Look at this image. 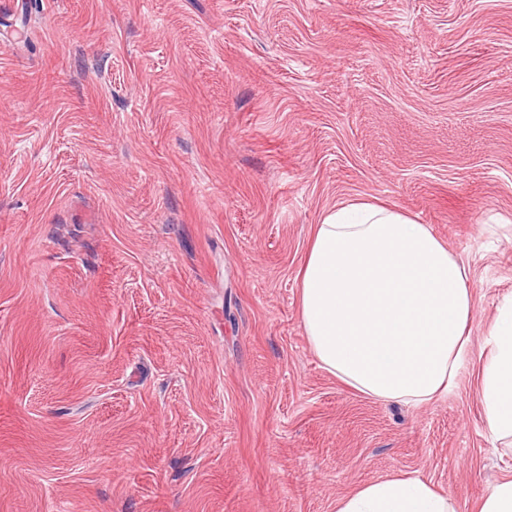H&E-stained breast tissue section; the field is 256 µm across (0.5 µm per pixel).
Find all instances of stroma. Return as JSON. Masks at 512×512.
<instances>
[{
	"mask_svg": "<svg viewBox=\"0 0 512 512\" xmlns=\"http://www.w3.org/2000/svg\"><path fill=\"white\" fill-rule=\"evenodd\" d=\"M378 200L470 268L448 395L326 371L298 272ZM512 0H21L0 13V512H335L512 479ZM494 347L480 387L486 422L493 441L512 437V301L492 327ZM336 512H456L450 496L408 473L365 484L336 502Z\"/></svg>",
	"mask_w": 512,
	"mask_h": 512,
	"instance_id": "1",
	"label": "stroma"
}]
</instances>
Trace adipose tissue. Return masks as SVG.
I'll use <instances>...</instances> for the list:
<instances>
[{
    "instance_id": "ef3b65f1",
    "label": "adipose tissue",
    "mask_w": 512,
    "mask_h": 512,
    "mask_svg": "<svg viewBox=\"0 0 512 512\" xmlns=\"http://www.w3.org/2000/svg\"><path fill=\"white\" fill-rule=\"evenodd\" d=\"M469 268L428 225L365 200L329 209L300 272V317L321 365L348 387L413 405L446 394L470 343ZM491 334L480 394L492 440L512 437V301ZM336 512H456L408 473L365 484Z\"/></svg>"
}]
</instances>
